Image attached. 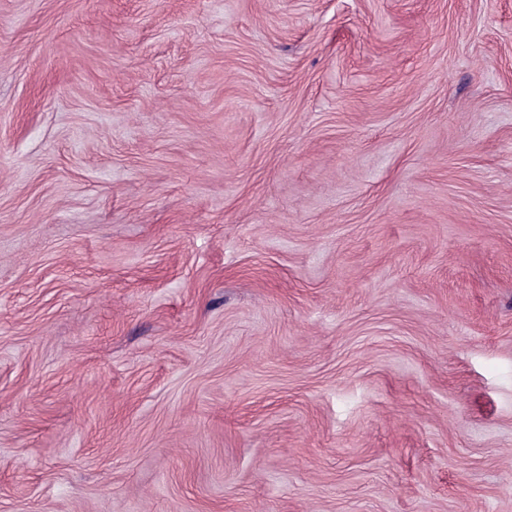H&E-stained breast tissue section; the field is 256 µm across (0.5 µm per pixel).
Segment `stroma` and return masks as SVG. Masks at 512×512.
Listing matches in <instances>:
<instances>
[{
    "label": "stroma",
    "mask_w": 512,
    "mask_h": 512,
    "mask_svg": "<svg viewBox=\"0 0 512 512\" xmlns=\"http://www.w3.org/2000/svg\"><path fill=\"white\" fill-rule=\"evenodd\" d=\"M0 512H512V0H0Z\"/></svg>",
    "instance_id": "35a3bbf8"
}]
</instances>
